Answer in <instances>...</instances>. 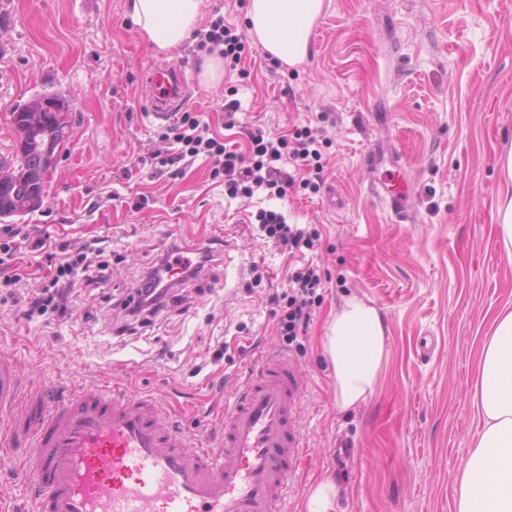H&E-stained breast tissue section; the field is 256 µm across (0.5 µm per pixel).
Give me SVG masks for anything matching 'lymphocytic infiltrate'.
Returning a JSON list of instances; mask_svg holds the SVG:
<instances>
[{"mask_svg":"<svg viewBox=\"0 0 512 512\" xmlns=\"http://www.w3.org/2000/svg\"><path fill=\"white\" fill-rule=\"evenodd\" d=\"M207 43L219 47L224 65L236 70L249 48L243 35L224 18L212 20L205 34ZM178 149L170 154L166 165L172 166L188 157L206 154L214 174H227L230 197L251 200L257 191H265L268 198H285L290 190L302 187L320 191L323 182L321 146L324 142L320 128L303 126L287 135L267 136L262 130H247V145L225 141L213 136L208 123L184 113L168 129ZM255 218L265 238L288 252L313 250L320 235L317 231L288 223L278 210H257ZM104 247L87 245L77 251L61 248L56 255L48 280L40 292L28 299L30 313L53 312L66 316L70 312V298L77 283L96 286L104 283L107 265L103 259ZM172 252L157 257L153 266L141 277L136 289L122 302L126 322L124 331H134L136 325L149 324L161 316L170 303L177 301V291L199 279L202 272L211 270L217 258L208 246L196 249L193 258L182 266V275L171 283L166 274L172 266ZM322 280L314 262L307 261L293 268L288 276V288L269 294V304L284 306L277 320V334L283 341L294 343L306 335L313 319L314 307L320 296Z\"/></svg>","mask_w":512,"mask_h":512,"instance_id":"obj_1","label":"lymphocytic infiltrate"}]
</instances>
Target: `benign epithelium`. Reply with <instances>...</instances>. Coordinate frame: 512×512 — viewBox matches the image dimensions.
Wrapping results in <instances>:
<instances>
[{
    "mask_svg": "<svg viewBox=\"0 0 512 512\" xmlns=\"http://www.w3.org/2000/svg\"><path fill=\"white\" fill-rule=\"evenodd\" d=\"M66 106L65 100L56 95H41L25 103L23 111L27 112V120L13 125L14 153L9 158H0V192L10 195L14 201L21 200L27 209L37 207L38 199L31 189L18 190L14 173L28 159L31 151L35 152L42 172L48 174L55 168L72 138V125L65 121L62 114L58 124L46 129L41 123V115L48 110L58 112Z\"/></svg>",
    "mask_w": 512,
    "mask_h": 512,
    "instance_id": "1",
    "label": "benign epithelium"
}]
</instances>
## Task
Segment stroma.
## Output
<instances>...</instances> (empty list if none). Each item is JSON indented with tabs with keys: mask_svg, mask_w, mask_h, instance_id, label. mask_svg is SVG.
<instances>
[{
	"mask_svg": "<svg viewBox=\"0 0 512 512\" xmlns=\"http://www.w3.org/2000/svg\"><path fill=\"white\" fill-rule=\"evenodd\" d=\"M212 46L191 38L161 53L133 24L127 0H0V156L12 153L10 112L45 93L71 105L73 138L46 179L45 199L18 220L16 261L0 269V355L32 398L119 383L142 391L169 422L224 432V400L266 358L287 354L307 382L299 414L309 454L281 512H304L319 481L339 490V512H457L454 478L481 427L471 401L477 346L512 303V263L495 244L493 201L512 144V0H330L309 57L291 68L253 45L248 77L199 79ZM189 79L184 111L226 139L241 127L283 135L307 124L328 140L318 193L274 201L320 233L312 257L323 286L306 336L285 345L266 296L285 286L288 256L259 236L249 204L230 198L205 157L176 176L168 124L146 111L145 72L156 60ZM238 100L236 128L224 104ZM399 194L402 222L386 198ZM48 238L71 248L107 241L109 281L77 286L72 314L28 316L43 285ZM222 250L188 299L132 335L110 299L126 297L171 238ZM267 279L246 290L254 273ZM21 282L7 286V276ZM374 305L386 353L367 402L336 410L322 340L347 298ZM0 447V512H30L29 492Z\"/></svg>",
	"mask_w": 512,
	"mask_h": 512,
	"instance_id": "stroma-1",
	"label": "stroma"
}]
</instances>
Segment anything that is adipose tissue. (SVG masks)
<instances>
[{"label": "adipose tissue", "mask_w": 512, "mask_h": 512, "mask_svg": "<svg viewBox=\"0 0 512 512\" xmlns=\"http://www.w3.org/2000/svg\"><path fill=\"white\" fill-rule=\"evenodd\" d=\"M203 0H128L141 36L157 49L183 44L199 23ZM325 0H249L251 38L268 55L296 67L307 60L313 28ZM497 244L512 263V147L502 158L495 201ZM386 334L377 308L347 299L323 338L332 364L336 407L346 412L368 400L383 365ZM483 428L455 477L457 512H512V308H501L483 337L473 387Z\"/></svg>", "instance_id": "1"}]
</instances>
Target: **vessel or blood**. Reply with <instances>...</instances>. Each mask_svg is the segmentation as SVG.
<instances>
[{
    "mask_svg": "<svg viewBox=\"0 0 512 512\" xmlns=\"http://www.w3.org/2000/svg\"><path fill=\"white\" fill-rule=\"evenodd\" d=\"M185 73L154 64L143 81L155 119L185 100ZM305 382L285 355L224 401L222 447L175 429L156 400L91 386L54 404L21 399L0 358V416L27 451L14 468L34 512H278L302 453L296 416Z\"/></svg>",
    "mask_w": 512,
    "mask_h": 512,
    "instance_id": "b4317fda",
    "label": "vessel or blood"
}]
</instances>
